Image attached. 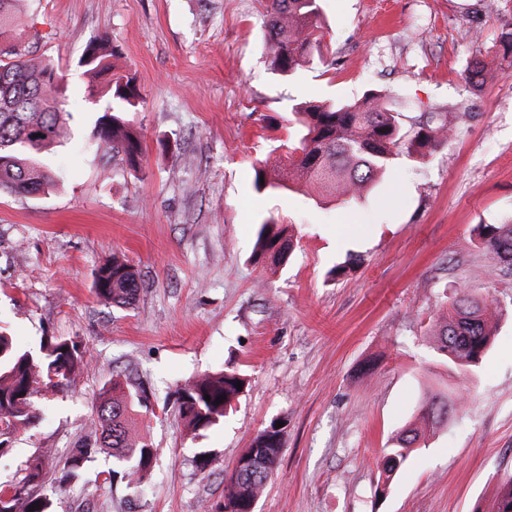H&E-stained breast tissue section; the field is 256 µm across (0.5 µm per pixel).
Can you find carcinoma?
<instances>
[{
    "mask_svg": "<svg viewBox=\"0 0 512 512\" xmlns=\"http://www.w3.org/2000/svg\"><path fill=\"white\" fill-rule=\"evenodd\" d=\"M23 0H0V192L33 195L54 185V176L43 162V154L68 137L61 103L62 77L53 65L15 42L16 33L34 25V14L23 12ZM270 42V65L281 74L322 56L318 35L320 0H259ZM91 57L80 65L104 85L91 84L90 91L108 101L104 114L92 131V139L107 154L120 158L126 169L143 168L142 134L128 118L138 110L142 94L135 77L115 71L112 58L117 49L106 38L90 43ZM489 63L477 60L464 72L465 80L481 86ZM465 113L450 108L429 112L408 127L386 94L371 90L357 101L340 104L305 102L296 108L295 123L300 136L287 145L288 165L268 178L266 168H255L257 190L267 187L290 189L306 186L325 198L343 203L363 195L374 179L402 156L425 158L448 142L455 121ZM264 182H259V179ZM480 235L492 267H512V219L502 224L480 225ZM289 225L270 219L260 224L253 257L280 263L290 254ZM138 274L125 258L114 254L98 268L95 292L103 300L129 305L139 291ZM496 331L493 304L486 298L462 292L452 298L431 326L429 337L437 353L454 367L471 369L492 345ZM86 352L74 341L49 340L40 355L18 350L12 338L0 332V454L9 451L13 438L37 420L32 398L49 389H63L85 363ZM247 378L236 368L195 377L179 392L177 410L193 431L219 423L232 401L246 386ZM118 385L103 390L96 407V431L91 443L79 441L71 449L62 479L79 475L82 465L102 449L112 451L118 467L108 480L120 479L128 486L141 484L157 457L147 437L135 431V406H147L140 393H118ZM210 396L205 400L204 396ZM223 403L216 404L217 398ZM455 401L436 393L427 398L414 421L403 428L391 447L384 449L379 493L405 463L424 446L431 429L448 420ZM284 428L272 422L259 431L245 454H256L255 466L233 471L224 485V503L231 512H247L274 471L284 440ZM49 452L43 450L29 460L25 475L17 482L0 483V512H50L51 502L31 492L42 474ZM35 510H30V507ZM474 512H512V476L503 480L488 506Z\"/></svg>",
    "mask_w": 512,
    "mask_h": 512,
    "instance_id": "obj_1",
    "label": "carcinoma"
}]
</instances>
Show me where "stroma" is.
I'll return each instance as SVG.
<instances>
[{
  "instance_id": "1",
  "label": "stroma",
  "mask_w": 512,
  "mask_h": 512,
  "mask_svg": "<svg viewBox=\"0 0 512 512\" xmlns=\"http://www.w3.org/2000/svg\"><path fill=\"white\" fill-rule=\"evenodd\" d=\"M26 42L61 73L71 137L44 157L55 187L0 193V329L18 348L70 339L86 364L33 398L38 418L0 456V481L49 449L51 512H212L224 479L272 421L287 422L255 512H474L512 475V269L489 265L481 224L512 218V58L493 44L512 0H322L323 58L294 76L267 66L258 0H34ZM112 39L144 100L146 177L90 140L104 103L79 60ZM491 61L478 90L462 75ZM369 89L414 123L458 108L447 145L398 163L353 204L256 191L254 166L285 163L297 103ZM289 223L293 253L254 263L258 224ZM120 253L140 274L130 306L100 301L95 272ZM361 264L346 267L349 255ZM345 265L344 273L330 270ZM461 289L498 314L473 371L448 366L426 332ZM234 367L250 383L223 420L191 435L173 407L195 376ZM142 385L138 426L158 450L140 487L110 484L97 453L61 482L91 435L102 388ZM460 400L378 495L383 448L435 391Z\"/></svg>"
}]
</instances>
